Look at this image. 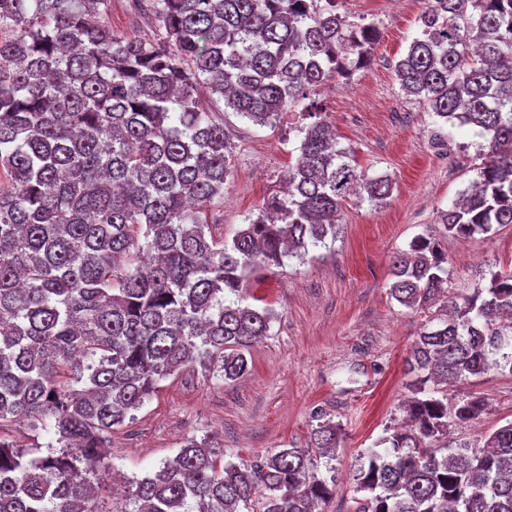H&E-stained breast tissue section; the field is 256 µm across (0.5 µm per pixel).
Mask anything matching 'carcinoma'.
Segmentation results:
<instances>
[{"label":"carcinoma","mask_w":512,"mask_h":512,"mask_svg":"<svg viewBox=\"0 0 512 512\" xmlns=\"http://www.w3.org/2000/svg\"><path fill=\"white\" fill-rule=\"evenodd\" d=\"M151 37H117L111 0H0V428L41 424L65 451L29 457L0 437V512H101L91 481L112 430L160 381L194 368L235 382L272 314L247 303L259 266L303 264L336 242L351 196L391 197L352 164L322 118L299 129L284 197L226 242L232 143L224 119L273 127L331 80L371 59L373 23L336 0H132ZM395 64L401 90L483 138L477 178L441 213L455 237L512 224V0H429ZM448 258L418 237L394 256L390 295L438 308L405 360V425L360 455L352 512H512V422L483 445L443 442L486 410L448 387L512 373V273L452 297ZM311 446L247 463L187 440L139 480L122 512H323L341 425L319 415Z\"/></svg>","instance_id":"1"}]
</instances>
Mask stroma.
<instances>
[{
    "instance_id": "35a3bbf8",
    "label": "stroma",
    "mask_w": 512,
    "mask_h": 512,
    "mask_svg": "<svg viewBox=\"0 0 512 512\" xmlns=\"http://www.w3.org/2000/svg\"><path fill=\"white\" fill-rule=\"evenodd\" d=\"M428 0H339V12L377 23L368 66L351 79L321 89L322 113L358 169L388 176L386 204L347 200L333 250L319 248L306 264L271 266L253 275L248 294L276 314L267 336L254 343L248 373L233 383L184 370L160 382L133 422L112 432L111 448L94 477L98 505L124 504L115 479L132 484L172 459L188 437L210 438L226 458L250 462L280 448H303L317 412L340 423L336 491L324 512H349L356 495L353 469L364 448L393 426L408 395L404 360L428 316L389 294L397 251L416 237L435 235L448 255V287L465 294L488 287L492 274L512 271V225L470 239L447 236L438 222L472 180L479 137L437 120L428 106L406 96L394 66L419 32ZM300 113L278 127L243 122L225 112L233 146V177L213 213L218 233L232 239L281 193L298 157ZM472 390L488 409L452 429L449 440L476 441L512 420V374L490 372L449 397Z\"/></svg>"
}]
</instances>
